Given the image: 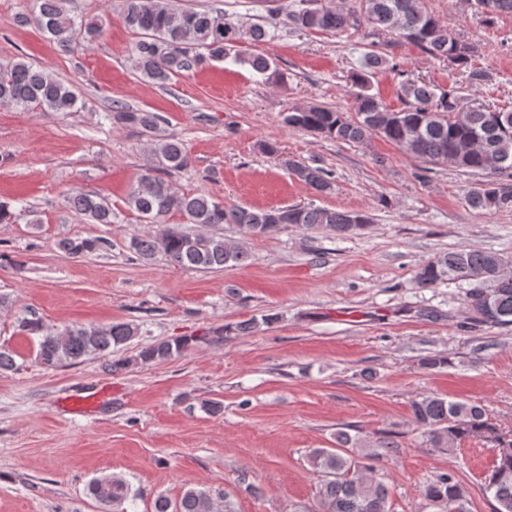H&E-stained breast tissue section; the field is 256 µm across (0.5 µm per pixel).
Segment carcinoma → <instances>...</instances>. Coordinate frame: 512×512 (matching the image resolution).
Here are the masks:
<instances>
[{
    "instance_id": "1",
    "label": "carcinoma",
    "mask_w": 512,
    "mask_h": 512,
    "mask_svg": "<svg viewBox=\"0 0 512 512\" xmlns=\"http://www.w3.org/2000/svg\"><path fill=\"white\" fill-rule=\"evenodd\" d=\"M487 24L503 14H512V0H474ZM69 0H40L39 11L29 21L49 36L58 48L69 50L79 36L90 41L101 36L98 20L77 22L68 9ZM125 24L137 31L135 63L140 74L156 84L227 59L249 66L266 80L279 84L284 74L263 55L242 56L234 51L247 38L263 42L281 26L300 31L336 32L362 28L386 32L398 42L416 45L426 53L446 58L469 69V79L483 82L485 72L472 66L474 46L454 36L423 6V0H351L338 6L335 0H282L268 9L263 23L245 26L232 22L221 10L180 8L174 0H122ZM385 57L367 53L364 70L353 75L359 88L355 115L319 104L289 108L283 123L297 131L350 143H364L377 135L409 157L428 166L451 164L468 173L489 172L495 179L470 189L471 209L493 213L512 209V112L482 107H464L456 97H435L425 84L410 93L405 107L393 110L369 93V77L387 65ZM0 104L26 107L35 104L67 115L81 107L77 89L24 59L0 65ZM104 118L139 128L150 140L153 166L142 172L126 197L128 208L145 223L157 224L154 234L133 236L129 249L144 259L163 255L173 266L189 270H214L247 264L250 253L241 243H232L221 232L234 225L251 236L276 235L290 226L334 235L349 236L370 223L359 212L294 205L256 209L226 206L205 194H181L154 170H180L188 166L183 140L161 128L154 112L115 105ZM281 164L318 194L333 190L332 173L300 161L284 158ZM69 208L91 224H112V206L103 197L76 192L68 197ZM180 214L196 227L164 224L163 218ZM97 238H66L59 247L72 256L99 248ZM419 288H434L444 282L466 281L465 304L473 319L489 325L512 324V258L493 251L460 248L419 266L414 275ZM278 320L275 314L226 325L219 338L247 335L259 325ZM19 329L38 335L36 359L46 369L75 364L89 356L108 357L128 343L137 328L126 322L105 325L74 324L60 332H48L36 319H23ZM185 340H161L143 347L137 359L142 364L163 363L181 353ZM415 423L434 448L452 452L461 441L491 445L495 459L485 477L486 495L495 502L494 512H512V431L492 424L484 409L462 401L427 395L411 405ZM338 448H317L310 454L322 475L317 488L315 512H391L384 477L375 474L368 460H376L399 447L390 436L374 441L365 436L336 437ZM93 497L118 507L135 499L130 484L112 475L94 480ZM426 498L437 512H470L469 502L454 473H441L428 484ZM155 512H219L212 496L203 490H188L176 505L164 497L154 504Z\"/></svg>"
}]
</instances>
